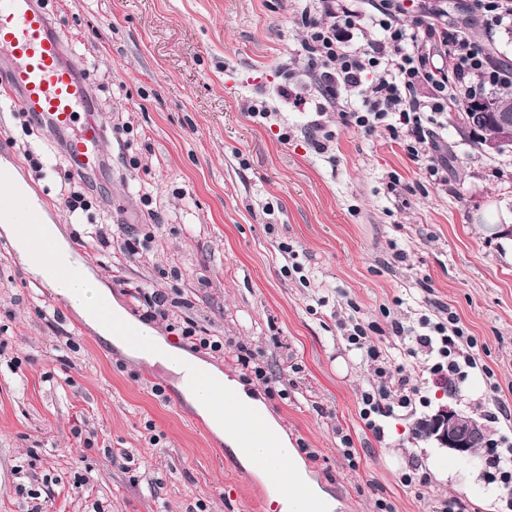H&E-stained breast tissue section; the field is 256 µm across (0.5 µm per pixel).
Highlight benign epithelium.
Listing matches in <instances>:
<instances>
[{
  "label": "benign epithelium",
  "mask_w": 512,
  "mask_h": 512,
  "mask_svg": "<svg viewBox=\"0 0 512 512\" xmlns=\"http://www.w3.org/2000/svg\"><path fill=\"white\" fill-rule=\"evenodd\" d=\"M483 127L487 128L481 139L485 152L501 153L512 148V101L476 106V111L469 113L467 128L476 133ZM421 428L424 438L448 449L465 463L473 461L486 436L482 426L447 403L440 404L435 413L425 418Z\"/></svg>",
  "instance_id": "benign-epithelium-1"
}]
</instances>
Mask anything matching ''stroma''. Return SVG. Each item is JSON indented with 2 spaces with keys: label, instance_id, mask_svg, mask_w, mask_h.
<instances>
[{
  "label": "stroma",
  "instance_id": "35a3bbf8",
  "mask_svg": "<svg viewBox=\"0 0 512 512\" xmlns=\"http://www.w3.org/2000/svg\"><path fill=\"white\" fill-rule=\"evenodd\" d=\"M432 2L447 25L468 28L512 64V16L488 27L476 0ZM75 64L91 80L108 128L106 167L80 180L0 99V158L28 181L72 251L133 319L128 293H165L153 322L179 345L172 322L222 337L206 361L261 398L335 512H512L490 482L486 449L441 482L416 427L439 404L482 424L512 448V150L483 153L450 115L442 147L414 158L384 127L345 124L362 96L327 91L307 65L299 0H49ZM266 109L253 122L249 106ZM334 132L315 152L317 130ZM448 164L435 184L428 166ZM41 170H34V163ZM80 194L82 209L70 210ZM292 253H284L282 244ZM403 260H396V253ZM300 263L302 277L286 276ZM450 308L477 340L465 381L427 376L413 403L382 419L361 416L377 384L347 347L349 315L435 319ZM276 379L245 374L240 347ZM164 369L127 359L18 264L0 234V512H279L261 502L259 477L175 394ZM425 478L404 486L403 475Z\"/></svg>",
  "mask_w": 512,
  "mask_h": 512
}]
</instances>
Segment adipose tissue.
Listing matches in <instances>:
<instances>
[{
	"label": "adipose tissue",
	"instance_id": "ef3b65f1",
	"mask_svg": "<svg viewBox=\"0 0 512 512\" xmlns=\"http://www.w3.org/2000/svg\"><path fill=\"white\" fill-rule=\"evenodd\" d=\"M38 206L34 192L20 174H13L11 183L0 188V233L11 241L26 272L62 299L98 336L123 350L129 359L161 364L177 377L188 405L244 466L262 462L278 471L284 487L292 489L288 495L284 494V487L275 491L273 498L280 512H335V500L311 478L280 423L263 401L253 398L237 379L216 365H204L202 358L186 350L168 345L156 329L147 325H135L139 336L150 342L144 349L127 347L122 338L113 335L110 321L98 317L96 303L108 302L115 320L127 323L131 317L114 300L110 289L74 255L62 228L47 217L38 236L18 235L17 227L24 223L27 209ZM201 365L207 366L213 387L188 386L191 372Z\"/></svg>",
	"mask_w": 512,
	"mask_h": 512
}]
</instances>
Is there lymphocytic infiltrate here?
Listing matches in <instances>:
<instances>
[{
  "label": "lymphocytic infiltrate",
  "instance_id": "lymphocytic-infiltrate-1",
  "mask_svg": "<svg viewBox=\"0 0 512 512\" xmlns=\"http://www.w3.org/2000/svg\"><path fill=\"white\" fill-rule=\"evenodd\" d=\"M401 12L400 0H381L374 14L338 8L332 0H305L301 10L307 29L304 49L313 71L328 84L355 90L361 88L365 71L378 72L377 82L363 96L362 109L348 113L347 120L369 132L389 116H397L398 123L389 132L394 136L405 133L407 149L416 156L434 142L435 115L446 112L450 104L467 94L468 79L492 84L496 77L486 68L480 47L468 36L438 29L423 15L409 24L400 22ZM354 29L362 31L364 45L353 47L341 40V32ZM437 42L447 47L452 77L441 76L434 64L431 48ZM422 81L429 87L423 95L417 91ZM421 325L423 331L418 334L395 319L389 332L399 338H414L421 351L434 355L430 372L444 371L449 377L465 380L466 368L475 364L471 351L477 345L476 338L451 311L434 323L422 320ZM340 329L350 349L361 352L379 378L378 386L362 396V417L375 436H382L380 418L412 403L416 391L412 374L403 369L397 377L389 376L392 357L369 342V328L362 322L344 320Z\"/></svg>",
  "mask_w": 512,
  "mask_h": 512
}]
</instances>
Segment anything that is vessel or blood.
I'll list each match as a JSON object with an SVG mask.
<instances>
[{"instance_id": "b4317fda", "label": "vessel or blood", "mask_w": 512, "mask_h": 512, "mask_svg": "<svg viewBox=\"0 0 512 512\" xmlns=\"http://www.w3.org/2000/svg\"><path fill=\"white\" fill-rule=\"evenodd\" d=\"M69 55L45 0H0V95L84 179L104 165L108 133L91 111L89 79Z\"/></svg>"}]
</instances>
